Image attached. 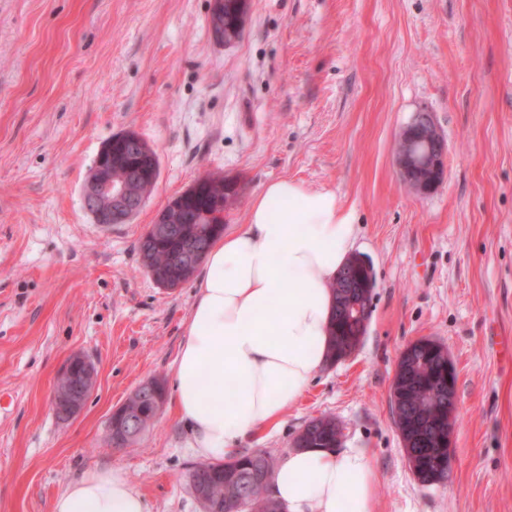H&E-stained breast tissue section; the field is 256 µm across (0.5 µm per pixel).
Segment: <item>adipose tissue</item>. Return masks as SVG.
Listing matches in <instances>:
<instances>
[{
  "label": "adipose tissue",
  "mask_w": 512,
  "mask_h": 512,
  "mask_svg": "<svg viewBox=\"0 0 512 512\" xmlns=\"http://www.w3.org/2000/svg\"><path fill=\"white\" fill-rule=\"evenodd\" d=\"M358 226L335 193L280 179L249 220L209 247L172 370L173 404L196 454L223 460L276 425L327 363L331 286ZM376 473L360 448L295 449L269 486L286 512H374ZM51 512H149L121 470L94 467Z\"/></svg>",
  "instance_id": "ef3b65f1"
}]
</instances>
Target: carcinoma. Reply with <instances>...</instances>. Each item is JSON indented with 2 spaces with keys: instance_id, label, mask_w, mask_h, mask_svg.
Wrapping results in <instances>:
<instances>
[{
  "instance_id": "carcinoma-1",
  "label": "carcinoma",
  "mask_w": 512,
  "mask_h": 512,
  "mask_svg": "<svg viewBox=\"0 0 512 512\" xmlns=\"http://www.w3.org/2000/svg\"><path fill=\"white\" fill-rule=\"evenodd\" d=\"M241 184L226 177L212 181L211 193L229 201L242 194ZM184 249V241L172 236L138 241L144 269L165 281V288L176 289L195 274L203 256L187 269L173 263V256ZM365 271L347 262L332 285L336 307L330 327L328 362L334 365L349 357L352 347L362 345L371 313L354 317L349 304L358 302L365 309L372 289L362 287ZM443 346L422 338L409 345L398 362L391 385V407L396 419L405 456L416 478L436 484L448 477V384L443 376ZM156 415L153 396L137 391L112 416V437L107 446L126 448L152 423ZM342 438L336 418L323 415L309 419L297 435L296 448H335ZM273 458L263 451L241 452L223 461H202L188 468L189 488L202 512H285L275 499L260 495L256 484L269 483L274 473Z\"/></svg>"
}]
</instances>
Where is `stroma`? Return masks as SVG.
Masks as SVG:
<instances>
[{
  "label": "stroma",
  "mask_w": 512,
  "mask_h": 512,
  "mask_svg": "<svg viewBox=\"0 0 512 512\" xmlns=\"http://www.w3.org/2000/svg\"><path fill=\"white\" fill-rule=\"evenodd\" d=\"M211 0H0V512H50L73 479L121 469L150 512H201L198 457L165 403L130 448L109 420L144 382L170 380L195 281L170 290L139 238L199 177L239 180L225 232L269 182L335 192L376 287L359 350L325 366L280 424L241 450L281 458L313 417L369 453L375 512H512V0H251L242 38L217 43ZM429 109L445 176L413 192L399 135ZM132 130L160 175L127 224L82 202L104 142ZM429 338L457 369L453 461L418 481L393 415L401 353ZM75 353L98 369L81 412L55 418Z\"/></svg>",
  "instance_id": "obj_1"
}]
</instances>
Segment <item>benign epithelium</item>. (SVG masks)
Returning <instances> with one entry per match:
<instances>
[{
    "mask_svg": "<svg viewBox=\"0 0 512 512\" xmlns=\"http://www.w3.org/2000/svg\"><path fill=\"white\" fill-rule=\"evenodd\" d=\"M224 0H212L210 18L214 38L224 40V25L221 17ZM431 112L422 108L402 129L397 152L396 165L405 183L417 194H426L436 189L443 181L446 145L434 124L429 122ZM158 157H152L147 165L145 155L133 153V161L127 168L126 176L112 180V163L105 154L97 156L83 187V203L96 223L108 220L116 223L128 222L146 203V196L136 190L144 181L157 180ZM224 222V197L217 194L209 199L208 206L201 211L186 213L179 207L171 211H160L146 235L156 239L174 233L185 238V252L178 255L176 262H187L201 253V239L196 224H220ZM64 373L74 381L72 389L56 392L52 398L55 415L68 420L77 415L85 400L94 390L98 371L93 361L81 354L73 355L64 367Z\"/></svg>",
    "mask_w": 512,
    "mask_h": 512,
    "instance_id": "benign-epithelium-1",
    "label": "benign epithelium"
}]
</instances>
